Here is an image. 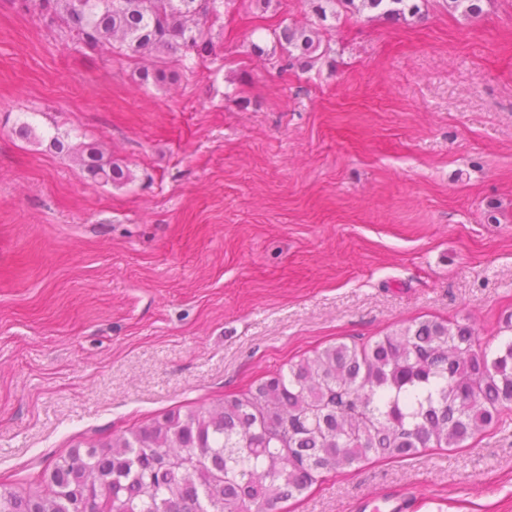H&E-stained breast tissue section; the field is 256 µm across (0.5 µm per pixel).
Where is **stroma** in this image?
Returning a JSON list of instances; mask_svg holds the SVG:
<instances>
[{"label":"stroma","mask_w":512,"mask_h":512,"mask_svg":"<svg viewBox=\"0 0 512 512\" xmlns=\"http://www.w3.org/2000/svg\"><path fill=\"white\" fill-rule=\"evenodd\" d=\"M341 16L281 73L249 52L307 0H232L162 88L0 0V491L89 442L241 392L336 342L438 318L495 350L512 318V0ZM33 129L29 139L15 129ZM69 144L126 166L95 184ZM512 512V410L459 448L369 457L280 512Z\"/></svg>","instance_id":"obj_1"}]
</instances>
